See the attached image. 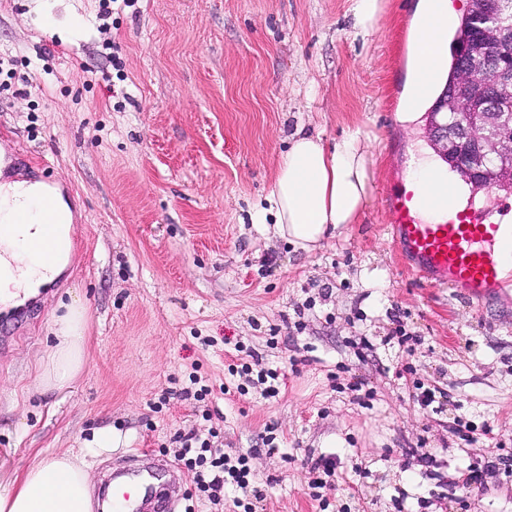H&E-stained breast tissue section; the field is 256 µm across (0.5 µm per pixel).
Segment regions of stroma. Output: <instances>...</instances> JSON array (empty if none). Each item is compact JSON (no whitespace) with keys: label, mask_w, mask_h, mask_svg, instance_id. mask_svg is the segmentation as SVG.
Segmentation results:
<instances>
[{"label":"stroma","mask_w":512,"mask_h":512,"mask_svg":"<svg viewBox=\"0 0 512 512\" xmlns=\"http://www.w3.org/2000/svg\"><path fill=\"white\" fill-rule=\"evenodd\" d=\"M385 2L367 36L349 0H0V156L75 214L71 266L0 320V468L108 428L94 486L155 460L174 512H214L180 460L183 436L208 433L260 493L247 507L225 489L223 512H512V473L487 468L512 457V293L479 315L416 283L386 234V193L429 140L398 119L418 0ZM299 127L330 143L360 128L374 154L370 204L310 254L251 220ZM73 296L87 365L73 388L32 391ZM194 377L210 395L180 397ZM420 383L444 392L437 408Z\"/></svg>","instance_id":"obj_1"}]
</instances>
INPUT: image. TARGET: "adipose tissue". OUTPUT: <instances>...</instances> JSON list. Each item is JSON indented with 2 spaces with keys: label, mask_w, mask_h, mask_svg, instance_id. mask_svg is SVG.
Wrapping results in <instances>:
<instances>
[{
  "label": "adipose tissue",
  "mask_w": 512,
  "mask_h": 512,
  "mask_svg": "<svg viewBox=\"0 0 512 512\" xmlns=\"http://www.w3.org/2000/svg\"><path fill=\"white\" fill-rule=\"evenodd\" d=\"M448 0H418L411 30L408 75L399 121L418 119L425 104L420 91L422 69L440 74L447 41H435L424 30L433 18L447 29ZM371 154L360 130L333 144L322 135L296 131L282 153L266 209L258 224L273 222L275 233L305 253L318 249L326 236L355 223L373 193ZM46 186L18 180L0 184V309L10 310L56 281L66 268L73 246V215L60 196L51 197L53 224H44ZM88 310L70 300L54 316L52 341L39 362L40 390L60 391L78 381L87 363ZM94 489L82 453L50 455L9 473H0V512H92Z\"/></svg>",
  "instance_id": "ef3b65f1"
}]
</instances>
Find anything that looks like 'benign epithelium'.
I'll return each mask as SVG.
<instances>
[{"mask_svg": "<svg viewBox=\"0 0 512 512\" xmlns=\"http://www.w3.org/2000/svg\"><path fill=\"white\" fill-rule=\"evenodd\" d=\"M506 0H472L469 40L449 90L428 113L429 142L475 181L512 184V23Z\"/></svg>", "mask_w": 512, "mask_h": 512, "instance_id": "benign-epithelium-1", "label": "benign epithelium"}]
</instances>
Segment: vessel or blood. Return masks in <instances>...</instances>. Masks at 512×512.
<instances>
[{
    "label": "vessel or blood",
    "mask_w": 512,
    "mask_h": 512,
    "mask_svg": "<svg viewBox=\"0 0 512 512\" xmlns=\"http://www.w3.org/2000/svg\"><path fill=\"white\" fill-rule=\"evenodd\" d=\"M388 226L403 265L427 284L453 289L478 306L494 301L512 286V196L497 197L494 209L462 202L452 187L419 194L399 184L386 196ZM113 512H139L150 502L154 512L168 504L143 476L116 475L110 492Z\"/></svg>",
    "instance_id": "vessel-or-blood-1"
}]
</instances>
